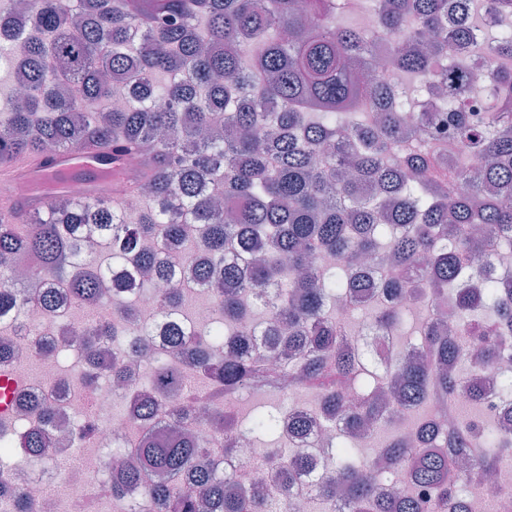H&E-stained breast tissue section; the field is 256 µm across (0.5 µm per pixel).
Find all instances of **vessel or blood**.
Instances as JSON below:
<instances>
[{"label": "vessel or blood", "instance_id": "1", "mask_svg": "<svg viewBox=\"0 0 512 512\" xmlns=\"http://www.w3.org/2000/svg\"><path fill=\"white\" fill-rule=\"evenodd\" d=\"M126 161H113L108 149L88 147L75 152H55L48 156H20L0 167V183L26 185V194L0 195V216L14 215L22 203L42 204L39 189L55 182L58 190L83 197L96 196L101 185H109L114 197H123L129 183Z\"/></svg>", "mask_w": 512, "mask_h": 512}]
</instances>
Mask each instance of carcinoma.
Wrapping results in <instances>:
<instances>
[{
  "instance_id": "1",
  "label": "carcinoma",
  "mask_w": 512,
  "mask_h": 512,
  "mask_svg": "<svg viewBox=\"0 0 512 512\" xmlns=\"http://www.w3.org/2000/svg\"><path fill=\"white\" fill-rule=\"evenodd\" d=\"M125 2L0 0V58L24 90L0 108V165L89 145L148 156L134 182L133 195L147 202L135 222L123 208L63 193L24 210L20 224L0 217V316L52 309L60 288L74 308L112 304V317L80 343L86 383L110 373L125 385L122 412L141 427L129 442L134 463L112 474V494L139 485L158 512H270L280 488L234 490L237 476L206 462L198 437L182 429L190 407L207 411L225 456L241 437L279 442L246 465L279 471L290 489L305 482L319 512H469L464 482L512 459V370L500 377L504 408L490 425L460 414L451 430L428 414L414 425L418 447L392 436L359 464L352 443L380 431L396 405L415 410L462 387L468 404L481 405L477 376L464 381L461 368H478L512 338V277L492 273L473 233L485 225L512 250V0H483L493 38L475 31L476 0H370L371 30L337 22L351 0H167L134 11ZM489 47L504 66L476 83ZM450 49L460 54L451 64ZM382 53L399 81H360ZM159 74L170 77L163 87ZM478 96L484 115L461 110ZM158 99L170 106L156 107ZM448 142L480 156L481 169L466 172L462 158L443 152ZM84 224L132 262L130 273H111L86 249ZM148 238L155 248H144ZM320 252L336 266L321 268ZM20 254L49 287L34 293L13 278ZM374 255L395 272L384 285L355 273ZM464 255L482 266L467 269ZM180 263L211 294L223 326L210 336L167 323L149 388L130 385L129 353L109 342L134 310L113 297L137 286L138 273L176 280ZM383 286L448 304L454 332L428 319L406 353L380 359L358 346L330 304L344 290L396 334L408 311L379 306ZM244 290L259 292L261 321L244 308ZM180 299L178 286L165 289L159 314L179 312ZM469 334L481 344L466 352L459 339ZM183 356L229 397L278 396L287 376L321 398L314 411L274 405L245 417L183 395ZM343 383L358 385L360 397L347 399ZM34 409L19 447L47 457L56 451L53 414ZM319 420L336 423L323 471L292 447ZM398 472L428 495L383 492L379 481Z\"/></svg>"
}]
</instances>
